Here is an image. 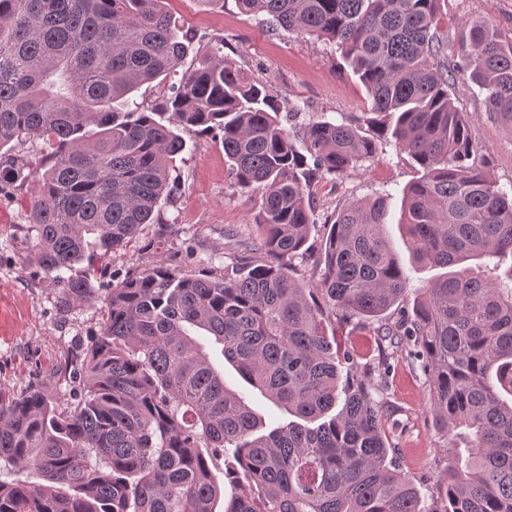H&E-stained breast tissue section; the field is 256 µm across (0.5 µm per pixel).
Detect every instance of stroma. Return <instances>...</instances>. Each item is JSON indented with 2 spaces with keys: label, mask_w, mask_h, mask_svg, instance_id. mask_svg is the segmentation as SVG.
I'll return each instance as SVG.
<instances>
[{
  "label": "stroma",
  "mask_w": 512,
  "mask_h": 512,
  "mask_svg": "<svg viewBox=\"0 0 512 512\" xmlns=\"http://www.w3.org/2000/svg\"><path fill=\"white\" fill-rule=\"evenodd\" d=\"M164 7L192 31L195 45L205 48L223 40L225 56L267 81L284 105L300 107L301 120L322 114L348 119L363 111L365 88L347 75L339 53L328 42L294 33L273 34L255 16L241 13L235 0H165ZM472 21L492 25L511 40L512 0H445L440 27L449 44H458L466 23ZM451 96L470 121L487 172L500 186H512V127L487 110L484 94L472 83L457 80ZM185 140L186 150L176 167L181 188L165 204L162 223L145 225L126 249L99 259V266L112 271L161 262L182 271L221 273L232 271L236 257L254 247L255 194L233 187L218 141L191 133ZM416 177L410 156L391 147L379 159L343 176L315 181L318 226L304 257L293 262L294 277L307 284L320 281L327 216L348 201L385 190L391 194L388 231L411 286L437 278L439 268L411 263L397 226L402 190ZM38 190L30 179L12 194L0 196V393L8 396L36 378L50 390L63 388L53 370L68 350L86 343L104 315L99 299L62 310L58 289L32 263L36 234L28 224L27 204ZM325 328L339 350L353 355L358 375L373 385L396 466L417 487L425 512H440L437 483L446 465L448 440L430 412L421 361L408 359L405 337L378 335L377 323L364 325L330 312ZM206 349L228 387L243 392L266 419L280 418L268 399L243 383L219 344L207 340Z\"/></svg>",
  "instance_id": "stroma-1"
}]
</instances>
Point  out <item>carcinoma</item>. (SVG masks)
<instances>
[{
	"label": "carcinoma",
	"instance_id": "cac0c4a2",
	"mask_svg": "<svg viewBox=\"0 0 512 512\" xmlns=\"http://www.w3.org/2000/svg\"><path fill=\"white\" fill-rule=\"evenodd\" d=\"M162 2L0 0V150L41 142L34 166L0 156V190L39 182L32 261L67 309L98 298L94 257L125 248L176 191L181 132L211 137L235 185L259 193L262 257L223 275L161 264L112 274L98 332L56 369L69 394L37 381L0 396V464L38 478L0 479V512H215L218 457L224 512H423L388 460L370 386L340 385L354 357L334 350L312 301L316 290L330 311L368 322L407 300L386 196L326 218L315 288L292 276L317 225L313 181L391 145L420 167L401 222L416 261H479L417 289L412 314L393 325L423 363L451 446L442 512H512V404L500 396H512V195L485 170L450 95L462 77L512 126V42L475 22L448 53L444 0H236L277 32L335 45L367 91L365 112L295 123L299 109L224 56L222 39L146 107L131 94L176 75L194 39ZM192 329L295 420L259 433L262 418Z\"/></svg>",
	"mask_w": 512,
	"mask_h": 512
}]
</instances>
